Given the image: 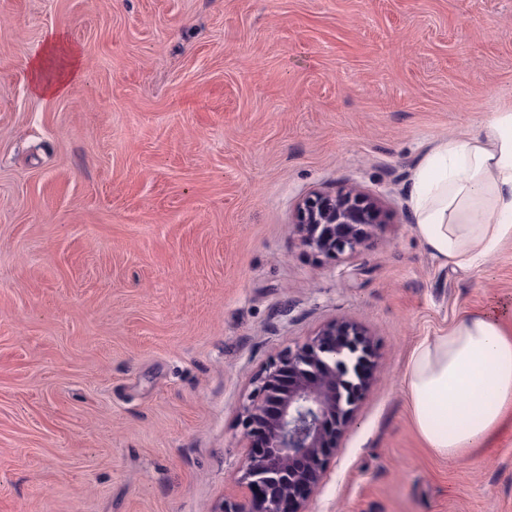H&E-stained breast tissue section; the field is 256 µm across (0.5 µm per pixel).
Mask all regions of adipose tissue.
Wrapping results in <instances>:
<instances>
[{
    "label": "adipose tissue",
    "mask_w": 512,
    "mask_h": 512,
    "mask_svg": "<svg viewBox=\"0 0 512 512\" xmlns=\"http://www.w3.org/2000/svg\"><path fill=\"white\" fill-rule=\"evenodd\" d=\"M80 59L49 34L28 62L32 91L66 93ZM409 209L425 248L442 264L479 267L512 239V109L491 113L475 132L438 140L411 176ZM405 392L414 428L437 455L480 447L512 417V332L495 308L462 314L412 351Z\"/></svg>",
    "instance_id": "1"
}]
</instances>
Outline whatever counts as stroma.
I'll use <instances>...</instances> for the list:
<instances>
[{
  "label": "stroma",
  "instance_id": "35a3bbf8",
  "mask_svg": "<svg viewBox=\"0 0 512 512\" xmlns=\"http://www.w3.org/2000/svg\"><path fill=\"white\" fill-rule=\"evenodd\" d=\"M80 54L32 93L49 32ZM512 107V0H0V512H211L241 496L243 405L326 324L373 381L309 512H512V419L455 460L404 394L467 311L512 321V240L444 266L413 169ZM352 186L374 245L306 248L297 203Z\"/></svg>",
  "mask_w": 512,
  "mask_h": 512
}]
</instances>
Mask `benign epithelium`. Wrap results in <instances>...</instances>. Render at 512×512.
I'll list each match as a JSON object with an SVG mask.
<instances>
[{
	"label": "benign epithelium",
	"instance_id": "7a95c632",
	"mask_svg": "<svg viewBox=\"0 0 512 512\" xmlns=\"http://www.w3.org/2000/svg\"><path fill=\"white\" fill-rule=\"evenodd\" d=\"M391 219L377 198L347 187L306 195L295 214L303 245L334 260L369 249ZM374 359L362 328L335 321L266 367L242 412L247 493L214 512H307L325 476V449L353 425Z\"/></svg>",
	"mask_w": 512,
	"mask_h": 512
}]
</instances>
